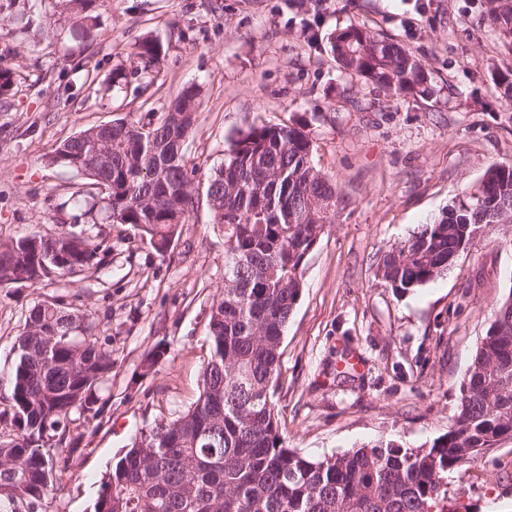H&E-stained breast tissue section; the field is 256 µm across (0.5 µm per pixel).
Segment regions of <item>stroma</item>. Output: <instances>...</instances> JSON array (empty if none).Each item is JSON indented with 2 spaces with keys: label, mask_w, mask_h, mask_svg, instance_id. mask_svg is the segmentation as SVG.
<instances>
[{
  "label": "stroma",
  "mask_w": 512,
  "mask_h": 512,
  "mask_svg": "<svg viewBox=\"0 0 512 512\" xmlns=\"http://www.w3.org/2000/svg\"><path fill=\"white\" fill-rule=\"evenodd\" d=\"M351 24L414 55L429 93L395 94L343 72L329 37ZM147 38L163 48L156 76L131 56ZM0 62L17 73L0 106V241L76 224L68 198L84 180L49 161L64 140L117 118L159 119L191 84L202 99L184 146L195 205L167 254L130 226L93 224L98 265L0 288V391L34 302L91 314L112 352L101 410L68 425L55 447L68 464L38 512H92L132 437L196 400L207 315L224 287L207 179L254 126L302 124L314 165L337 188L283 336L273 402L288 447L322 459L382 440L427 447L447 431L479 342L512 293V224L404 295L376 269L490 164L512 163V103L494 79L512 70V48L484 0H107L87 36L56 0H15L0 11ZM116 67L127 77L113 87ZM160 346L166 358L142 375ZM447 492L467 512H512V437L450 473Z\"/></svg>",
  "instance_id": "35a3bbf8"
}]
</instances>
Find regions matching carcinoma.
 <instances>
[{
    "label": "carcinoma",
    "mask_w": 512,
    "mask_h": 512,
    "mask_svg": "<svg viewBox=\"0 0 512 512\" xmlns=\"http://www.w3.org/2000/svg\"><path fill=\"white\" fill-rule=\"evenodd\" d=\"M105 0H63L90 24ZM487 13L512 48V0H486ZM346 73L396 93H425L421 63L365 26L330 37ZM160 46L131 53L144 72L160 64ZM15 71L0 63V99ZM200 90L191 84L158 122L116 119L96 163L92 126L50 157L89 185L71 196L83 214L129 224L159 253L194 206L185 162ZM312 143L298 123L252 127L233 141L210 174L206 199L224 233V289L208 314L209 355L199 395L185 411L136 434L103 482L93 512H445L441 483L504 436H512V294L501 302L460 386L448 430L428 448L395 440L322 460L287 446L272 401L284 331L300 300L303 267L336 208V188L312 163ZM482 198L465 194L437 221L386 252L377 276L404 295L451 268L498 217L512 223V164L484 173ZM99 246L87 230L35 233L0 243V287L24 272L37 286L94 265ZM112 352L93 334L85 312L41 301L25 316L14 346L9 391L0 398V512H38L58 461L47 449L74 413L98 412Z\"/></svg>",
    "instance_id": "obj_1"
}]
</instances>
